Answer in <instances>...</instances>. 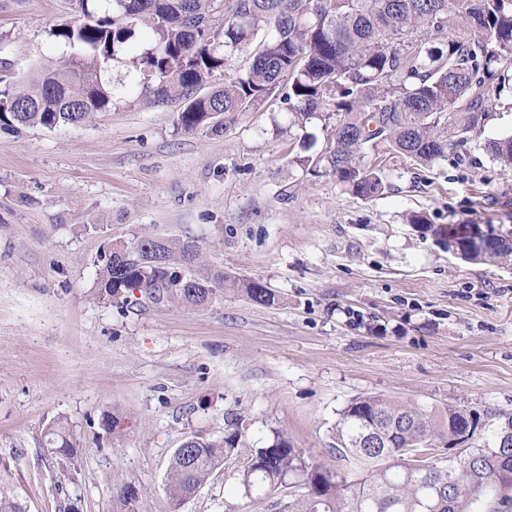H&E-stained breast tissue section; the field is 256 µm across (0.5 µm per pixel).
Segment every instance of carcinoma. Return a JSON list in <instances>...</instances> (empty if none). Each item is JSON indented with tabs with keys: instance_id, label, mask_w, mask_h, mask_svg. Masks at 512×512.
Segmentation results:
<instances>
[{
	"instance_id": "obj_1",
	"label": "carcinoma",
	"mask_w": 512,
	"mask_h": 512,
	"mask_svg": "<svg viewBox=\"0 0 512 512\" xmlns=\"http://www.w3.org/2000/svg\"><path fill=\"white\" fill-rule=\"evenodd\" d=\"M75 20L49 30L70 49L22 87H0V129L82 126L112 108L109 64L130 56L141 92L184 101L176 123L189 132H223L238 116L275 93L304 130L331 118L330 140L305 136L297 162L328 174L368 199L385 190L383 158L423 167L460 151L491 119L484 74L512 70V0H69ZM464 21L482 33L428 45L425 32L445 35ZM244 67L233 68L241 54ZM234 69L224 86L196 95L217 72ZM223 116L213 122V113ZM484 150L512 168V134ZM460 258L489 261L512 255V238L492 236L456 245ZM184 283L175 297L201 307L225 287L272 305L264 284L232 279L201 259L191 241L141 234L99 255L98 296L120 304L127 293H159ZM332 453L344 472L307 462L288 437L274 433L250 451L238 482L247 497L285 488L283 512H512V415L485 423L475 410L434 409L380 395L352 399L333 429ZM48 450L71 455L73 432L47 428ZM240 418L228 412L224 436L190 438L175 449L168 474L171 505L180 504L224 462L241 453ZM116 512H142L140 495L113 480Z\"/></svg>"
}]
</instances>
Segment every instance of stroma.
I'll list each match as a JSON object with an SVG mask.
<instances>
[{
  "mask_svg": "<svg viewBox=\"0 0 512 512\" xmlns=\"http://www.w3.org/2000/svg\"><path fill=\"white\" fill-rule=\"evenodd\" d=\"M69 0H0V78L15 85L67 50L49 36ZM115 103L82 127L0 130V493L26 512H113V477L144 512H169L166 484L185 439L222 435L235 411L248 447L283 432L335 466L332 430L355 397L512 413V256L469 263L408 223L512 231V169L483 149L512 134V93L464 161H405L362 199L296 164L303 133L281 100L219 134L185 132L179 101L106 72ZM145 233L194 241L207 263L266 285L274 305L228 290L188 307L96 295L104 243ZM123 415L111 434L105 414ZM73 430L49 454L46 427ZM227 460L178 512H275L244 497ZM48 450L53 454L72 455L76 440L74 439L73 432H71L65 425L58 421L53 422L47 428Z\"/></svg>",
  "mask_w": 512,
  "mask_h": 512,
  "instance_id": "35a3bbf8",
  "label": "stroma"
}]
</instances>
